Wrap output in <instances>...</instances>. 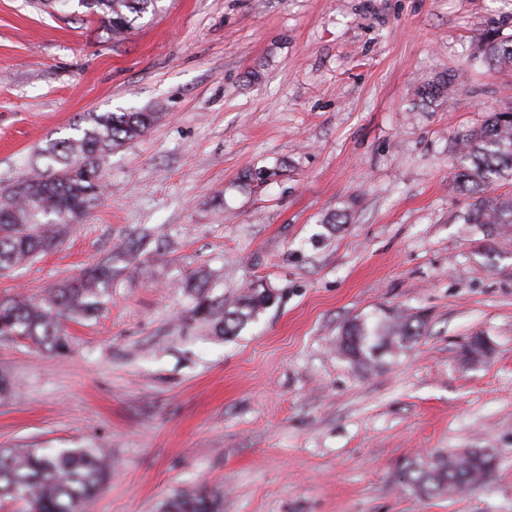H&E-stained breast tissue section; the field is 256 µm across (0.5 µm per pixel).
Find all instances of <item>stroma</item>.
Returning <instances> with one entry per match:
<instances>
[{
  "label": "stroma",
  "instance_id": "stroma-1",
  "mask_svg": "<svg viewBox=\"0 0 512 512\" xmlns=\"http://www.w3.org/2000/svg\"><path fill=\"white\" fill-rule=\"evenodd\" d=\"M160 6L116 41L80 8L0 0V186L84 115H160L104 157L59 243L0 277V300L34 297L153 232L111 260L98 314L65 321V351L0 337V449H106L85 512H159L184 488L224 512H512V224L464 223L452 187L458 135L512 107V69L481 60L512 39V0ZM444 73L457 93L422 102ZM249 288L270 306L215 335ZM398 313L426 333L383 366L337 353L348 321ZM467 448L502 455L484 486L396 482Z\"/></svg>",
  "mask_w": 512,
  "mask_h": 512
}]
</instances>
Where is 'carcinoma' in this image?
Segmentation results:
<instances>
[{"label": "carcinoma", "mask_w": 512, "mask_h": 512, "mask_svg": "<svg viewBox=\"0 0 512 512\" xmlns=\"http://www.w3.org/2000/svg\"><path fill=\"white\" fill-rule=\"evenodd\" d=\"M87 12L100 17L112 39L122 40L144 13L156 12L159 0H90ZM486 59L512 68V40L488 38ZM456 90L444 74L418 88L422 98H449ZM156 112H92L75 124L77 136L56 141L45 150L44 168L0 190V275L31 263L56 246L61 227L84 216L100 198V162L112 148L142 136L158 120ZM460 163L455 183L474 195L467 224H512V198L505 201L490 186L512 178V111L497 112L484 126L458 140ZM112 286V263L47 289L37 297L0 301V335L21 336L49 351L67 347L63 323L95 313ZM267 290L242 294L214 325L216 334L236 336L271 303ZM424 322L415 315L364 317L342 329L336 348L354 363L379 366L395 351L416 343ZM499 464L490 448H468L430 459L404 462L397 484L420 498H432L485 485ZM112 472L102 448H26L0 450V501L21 512H85ZM216 493L183 489L168 498L162 512H222Z\"/></svg>", "instance_id": "1"}]
</instances>
